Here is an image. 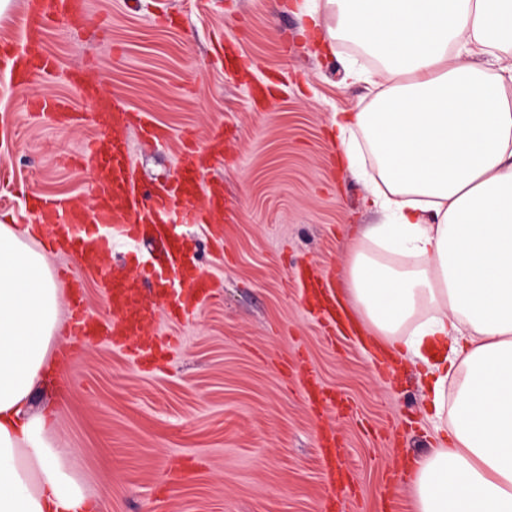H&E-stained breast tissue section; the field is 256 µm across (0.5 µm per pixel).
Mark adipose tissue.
<instances>
[{
  "label": "adipose tissue",
  "instance_id": "obj_1",
  "mask_svg": "<svg viewBox=\"0 0 512 512\" xmlns=\"http://www.w3.org/2000/svg\"><path fill=\"white\" fill-rule=\"evenodd\" d=\"M388 83L334 124L383 224L361 227L347 294L365 331L427 381L436 441L412 462L415 512H512V0H325ZM62 290L0 224V512H99L31 395L53 369Z\"/></svg>",
  "mask_w": 512,
  "mask_h": 512
}]
</instances>
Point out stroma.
I'll return each mask as SVG.
<instances>
[{
  "label": "stroma",
  "instance_id": "obj_1",
  "mask_svg": "<svg viewBox=\"0 0 512 512\" xmlns=\"http://www.w3.org/2000/svg\"><path fill=\"white\" fill-rule=\"evenodd\" d=\"M295 2L138 0L131 9L127 0H88L86 23L50 28L55 77L18 88L0 73V183L34 195L93 201L89 124L29 110L35 97L58 95L89 113L68 77L75 68L168 131L160 143L124 131L140 181L173 177L181 141L202 150L224 132V157L204 174L229 201L212 217L224 244L195 233L198 263L220 298L181 327L156 325L173 335L157 369L100 342L34 392L35 409L57 407L51 439L76 450L74 476L100 512H324L331 488L319 438L328 429L339 442L335 471L353 492L335 512H413L405 468L428 451L432 424L409 364L380 376L378 341L350 312L352 230L381 217L341 163L331 128L335 113L368 106L364 82L379 74L353 45L316 53ZM219 34L240 70L216 59ZM305 263L350 312L336 343L301 304L295 271ZM298 354L297 367L278 370ZM313 374L336 397L333 415L308 405ZM194 459L202 467L161 495L167 468Z\"/></svg>",
  "mask_w": 512,
  "mask_h": 512
}]
</instances>
